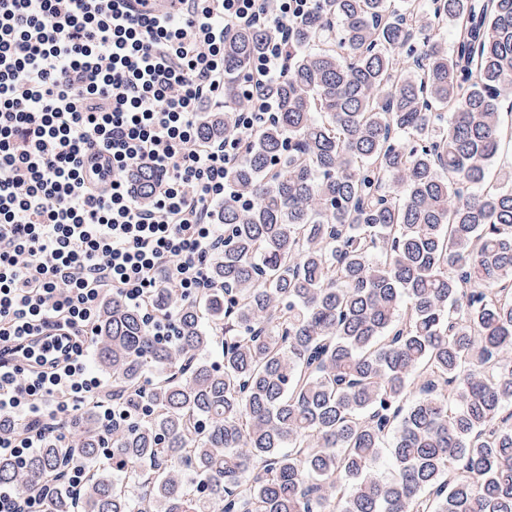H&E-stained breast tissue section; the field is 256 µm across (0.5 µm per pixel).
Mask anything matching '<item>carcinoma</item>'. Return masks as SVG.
I'll return each instance as SVG.
<instances>
[{
  "mask_svg": "<svg viewBox=\"0 0 512 512\" xmlns=\"http://www.w3.org/2000/svg\"><path fill=\"white\" fill-rule=\"evenodd\" d=\"M277 34L227 37L200 128L251 142L215 287L173 344L106 303L102 400L131 420L105 439L90 407L76 455L44 448L22 477L2 458L0 482L49 486L48 512H512V172L488 182L512 0H316L288 28L275 117L242 129L231 77ZM108 441L112 473L66 491Z\"/></svg>",
  "mask_w": 512,
  "mask_h": 512,
  "instance_id": "1",
  "label": "carcinoma"
}]
</instances>
